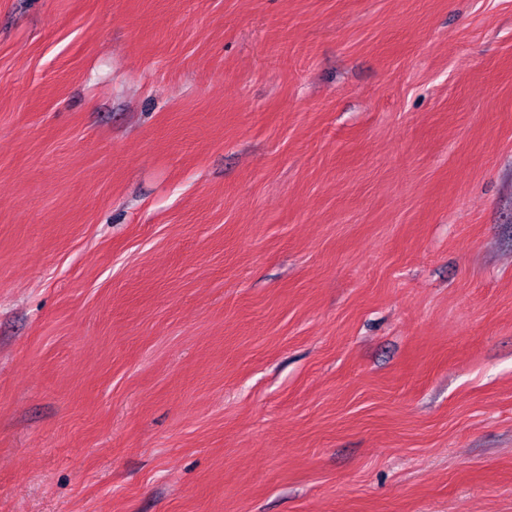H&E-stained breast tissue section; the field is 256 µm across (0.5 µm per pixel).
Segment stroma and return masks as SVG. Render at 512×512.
Returning a JSON list of instances; mask_svg holds the SVG:
<instances>
[{
  "instance_id": "obj_1",
  "label": "stroma",
  "mask_w": 512,
  "mask_h": 512,
  "mask_svg": "<svg viewBox=\"0 0 512 512\" xmlns=\"http://www.w3.org/2000/svg\"><path fill=\"white\" fill-rule=\"evenodd\" d=\"M0 512H512V0H0Z\"/></svg>"
}]
</instances>
